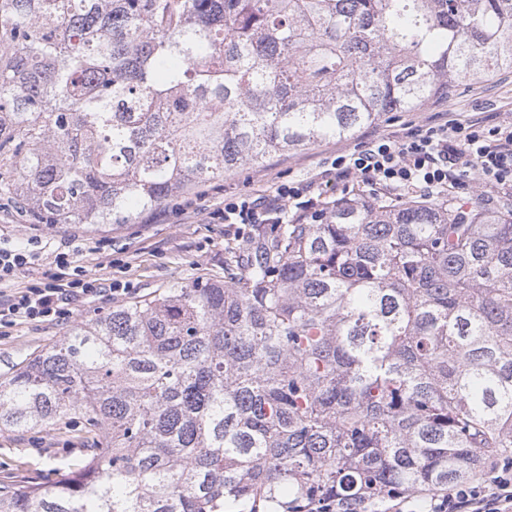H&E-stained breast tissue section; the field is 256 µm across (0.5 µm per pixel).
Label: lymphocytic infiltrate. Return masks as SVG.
I'll list each match as a JSON object with an SVG mask.
<instances>
[{
	"instance_id": "obj_1",
	"label": "lymphocytic infiltrate",
	"mask_w": 512,
	"mask_h": 512,
	"mask_svg": "<svg viewBox=\"0 0 512 512\" xmlns=\"http://www.w3.org/2000/svg\"><path fill=\"white\" fill-rule=\"evenodd\" d=\"M487 185L512 183V130L463 126L453 121L410 127L399 139L381 137L341 155L325 170L328 180L359 181L396 193L429 200L435 190L464 186L471 172ZM313 185H284L273 200L241 197L225 202L227 224H277L286 202L300 199L301 217L314 223L323 204ZM36 255L23 244H0V285L18 275L31 276L28 286L0 300V327L17 322H62L72 305L114 295L112 284L72 268L70 253L57 252L50 271L36 272ZM432 512H512V458H488L473 479L450 485L433 497Z\"/></svg>"
}]
</instances>
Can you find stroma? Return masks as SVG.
Instances as JSON below:
<instances>
[{
  "mask_svg": "<svg viewBox=\"0 0 512 512\" xmlns=\"http://www.w3.org/2000/svg\"><path fill=\"white\" fill-rule=\"evenodd\" d=\"M484 128L512 125V73L497 75L480 84L465 83L445 100L433 99L419 109L391 112L363 127L350 139H329L203 183L164 205L141 212L134 223L115 224L100 233L80 224L47 227L18 211L12 201H0V232L16 243L32 242L42 268H49L58 249L71 235L99 243L97 251L82 250L76 266L91 277L109 278L130 287L118 294L78 306L86 319L163 288L197 279H223L229 255L247 256L254 225H243L242 236L215 211L225 201L245 197L275 196L284 184L310 181L330 168L337 156L347 154L376 137L404 132L407 127L442 124L449 120ZM69 324L27 323L0 328V375L48 344L63 339ZM87 436L79 426L45 424L21 432L0 428V476L18 481L55 477L72 470L86 453Z\"/></svg>",
  "mask_w": 512,
  "mask_h": 512,
  "instance_id": "35a3bbf8",
  "label": "stroma"
}]
</instances>
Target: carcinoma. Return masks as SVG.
<instances>
[{
	"instance_id": "1",
	"label": "carcinoma",
	"mask_w": 512,
	"mask_h": 512,
	"mask_svg": "<svg viewBox=\"0 0 512 512\" xmlns=\"http://www.w3.org/2000/svg\"><path fill=\"white\" fill-rule=\"evenodd\" d=\"M512 71V0H0V197L97 231ZM358 195L78 321L0 427L98 436L0 512H379L512 454V208Z\"/></svg>"
}]
</instances>
